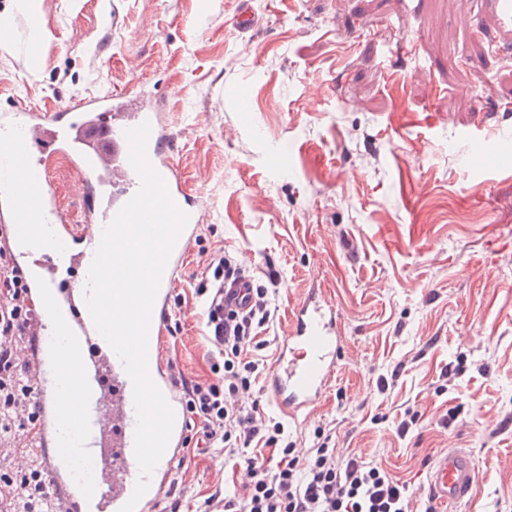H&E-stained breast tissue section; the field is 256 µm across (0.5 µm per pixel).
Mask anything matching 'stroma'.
<instances>
[{
  "label": "stroma",
  "mask_w": 512,
  "mask_h": 512,
  "mask_svg": "<svg viewBox=\"0 0 512 512\" xmlns=\"http://www.w3.org/2000/svg\"><path fill=\"white\" fill-rule=\"evenodd\" d=\"M41 0L49 37L30 66L14 0L0 45V113L147 90L189 190L207 203L174 292L180 330L162 360L211 379L195 286L224 249L269 290L274 361L294 308L322 289L342 321L337 379L297 447L325 433L408 485L425 512L431 463L448 449L478 479L451 512H512V151L474 168L477 123L512 139V35L484 0ZM471 19L460 26L458 15ZM412 420L408 432L399 425ZM179 512H204L244 471L223 449L171 464Z\"/></svg>",
  "instance_id": "35a3bbf8"
}]
</instances>
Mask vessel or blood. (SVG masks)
<instances>
[{
    "mask_svg": "<svg viewBox=\"0 0 512 512\" xmlns=\"http://www.w3.org/2000/svg\"><path fill=\"white\" fill-rule=\"evenodd\" d=\"M145 122L151 125L148 158L188 216L163 274L149 329V374L175 412L168 446L136 507V512H156L170 485V464L187 436L181 388L160 353L172 290L198 236L204 200L187 189L174 161L173 136L162 126L154 105L133 92L89 96L49 110L21 103L0 114V138L11 139L9 154L0 157V246L10 266L22 272L32 309L28 334L33 342L25 356L37 384L33 445L40 450L51 493L50 512H120L139 474L132 381L97 332L84 289L103 228L140 188L124 132ZM61 163L76 173L83 193L108 191L101 205H87L83 220H73L56 197L52 175ZM35 225L45 228L39 243L24 237ZM63 263L74 273L65 284L56 276ZM342 348L335 306L317 289H309L292 313L264 381L282 415L297 419L323 399ZM77 462L91 470L92 482L75 480ZM476 471L467 453L441 454L428 475L434 512L460 503Z\"/></svg>",
    "mask_w": 512,
    "mask_h": 512,
    "instance_id": "vessel-or-blood-1",
    "label": "vessel or blood"
}]
</instances>
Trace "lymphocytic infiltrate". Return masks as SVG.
Wrapping results in <instances>:
<instances>
[{"label": "lymphocytic infiltrate", "instance_id": "lymphocytic-infiltrate-1", "mask_svg": "<svg viewBox=\"0 0 512 512\" xmlns=\"http://www.w3.org/2000/svg\"><path fill=\"white\" fill-rule=\"evenodd\" d=\"M206 268L196 292L204 299L206 335L214 347L213 379L202 383L181 374L177 380L189 431L201 441L221 442L225 459L248 478L245 495L222 497L224 512H409L406 485L362 456L339 455L325 443L314 454L298 455L284 439V425L265 416L258 402H246L264 373L262 359L248 349L255 331L274 318L269 290L248 289L243 309L233 308L224 302L225 283L240 274L233 257L214 251ZM29 312L22 276L0 250V417L8 419L35 399L33 380L17 354ZM256 443L278 449L279 461L252 453ZM46 501L40 470H16L0 461V512H41Z\"/></svg>", "mask_w": 512, "mask_h": 512}]
</instances>
